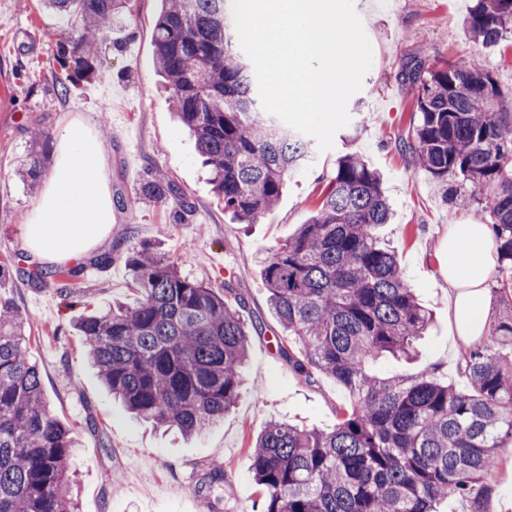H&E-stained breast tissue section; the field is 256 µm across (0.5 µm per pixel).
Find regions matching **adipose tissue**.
Wrapping results in <instances>:
<instances>
[{
  "label": "adipose tissue",
  "mask_w": 512,
  "mask_h": 512,
  "mask_svg": "<svg viewBox=\"0 0 512 512\" xmlns=\"http://www.w3.org/2000/svg\"><path fill=\"white\" fill-rule=\"evenodd\" d=\"M101 157L89 132L73 123L57 142L56 163L25 225L23 245L32 257L64 262L85 257L112 227V201L103 190ZM495 265L489 225H450L444 273L448 281V332L464 342L487 331L485 283Z\"/></svg>",
  "instance_id": "ef3b65f1"
}]
</instances>
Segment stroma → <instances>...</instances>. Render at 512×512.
<instances>
[{"label":"stroma","instance_id":"obj_1","mask_svg":"<svg viewBox=\"0 0 512 512\" xmlns=\"http://www.w3.org/2000/svg\"><path fill=\"white\" fill-rule=\"evenodd\" d=\"M469 4L354 0L372 45V66L349 100V124L336 133L332 150L315 153L311 165L288 180L275 209L257 223L237 224L215 198L194 142L175 122L170 95L160 85L153 32L161 0H131L128 19L101 46L94 77L79 80L64 97L56 90L60 67L52 36L74 29V19L45 9L42 0H0V259L20 270L0 286V296L29 315L27 345L40 367L44 397L81 442L70 463L78 476L80 512H261L250 445L267 423L279 419L321 429L335 424L348 396L322 374L308 379L296 373L279 354L284 332L270 309L261 264L309 220L337 159L347 153L361 154L384 175L394 217L379 234L433 314L416 360L383 359L378 369L411 374L431 365L449 384L468 389L464 348L448 341V284L440 268L449 225L490 223L488 201L480 195L468 208L450 205L446 184L413 165L404 145L417 88L403 82L400 72L421 59L478 58L498 79L505 105L512 106V44L490 49L465 38ZM71 123L87 127L100 144L115 220L104 240L112 264L97 266L94 250L83 258L80 302L69 309L59 282L35 286L24 277L39 267L23 249L24 225L38 193L20 169L34 152L52 169L57 137ZM35 125L46 133L37 146L28 135ZM158 172L192 203L187 223H176L171 206L140 201L141 184ZM142 245L160 247L189 277L219 290L234 288L243 301L239 314L250 332L244 390L223 422L188 439L133 419L113 400L89 366L75 326L90 309L135 303L125 257ZM499 457L485 482L481 512H512V443ZM215 464L223 465L224 480L212 487L207 474Z\"/></svg>","mask_w":512,"mask_h":512}]
</instances>
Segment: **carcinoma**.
Masks as SVG:
<instances>
[{
	"mask_svg": "<svg viewBox=\"0 0 512 512\" xmlns=\"http://www.w3.org/2000/svg\"><path fill=\"white\" fill-rule=\"evenodd\" d=\"M42 2L78 20L76 31L55 41L65 96L76 79L94 75L98 46L128 0ZM472 2L464 28L471 41L496 47L512 36V0ZM237 41L226 0H162L155 64L173 111L210 167L224 212L255 224L310 155L305 141L263 110ZM401 76L417 87V124L406 143L414 161L448 182L459 207L492 190L498 284L512 292V111L502 108L500 85L478 59L438 68L421 62ZM42 172L36 155L24 173L31 188ZM463 185L470 193L457 191ZM139 195L181 216L192 212L161 175L147 179ZM390 218L380 174L345 154L315 215L262 262L271 308L297 350L281 345L279 353L297 373H322L349 395L332 429L271 421L251 444L262 512H438L450 497L477 506L476 487L512 440V316L465 352L469 390L430 368L411 375L374 368L383 358L414 360L431 323L395 251L376 235ZM126 265L135 304L116 303L77 322L102 383L130 413L160 427L190 436L222 422L240 398L249 349L241 299L182 274L154 247L133 249ZM80 275L78 267L60 266L28 278L40 285ZM27 324L17 306L0 301V512H78L70 472L77 441L44 399Z\"/></svg>",
	"mask_w": 512,
	"mask_h": 512,
	"instance_id": "1",
	"label": "carcinoma"
}]
</instances>
